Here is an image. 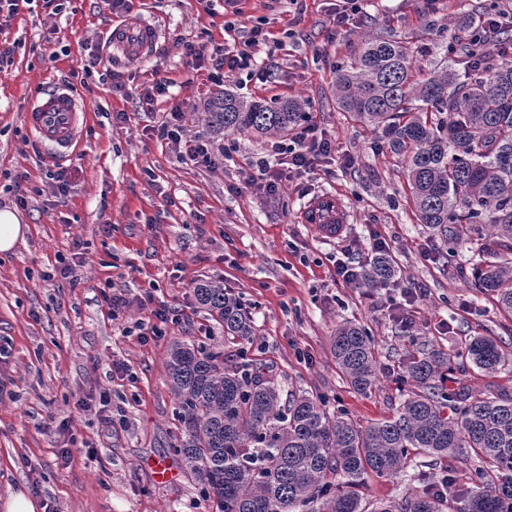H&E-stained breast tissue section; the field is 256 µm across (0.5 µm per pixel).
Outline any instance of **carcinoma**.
<instances>
[{
	"mask_svg": "<svg viewBox=\"0 0 512 512\" xmlns=\"http://www.w3.org/2000/svg\"><path fill=\"white\" fill-rule=\"evenodd\" d=\"M455 26L490 47L483 5L469 4ZM414 50L390 32L366 37L336 73V107L360 126L381 131L402 164L420 223L442 245L482 244L472 276L497 308L512 314V64L485 73L468 45L448 47V65L415 72ZM305 116L299 102L245 101L218 91L204 120L214 133L250 131L286 137ZM398 264L389 255L365 262L360 288H382ZM197 304L230 343L250 344L256 328L221 279L196 284ZM411 349L398 378L411 389L394 412L362 425L326 398L304 390L282 402L273 376L249 362L187 341L172 344L169 387L182 436L174 451L214 499L218 512H512V396L477 391L452 372L462 363L493 376L512 367V347L472 336L465 350L435 348L401 327ZM336 369L360 395L375 387L374 336L343 323L331 344ZM426 455L470 462L468 482L449 471L438 483L415 474L421 492L381 499L365 510L358 488L392 479Z\"/></svg>",
	"mask_w": 512,
	"mask_h": 512,
	"instance_id": "1",
	"label": "carcinoma"
}]
</instances>
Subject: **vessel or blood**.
Instances as JSON below:
<instances>
[{"label": "vessel or blood", "mask_w": 512, "mask_h": 512, "mask_svg": "<svg viewBox=\"0 0 512 512\" xmlns=\"http://www.w3.org/2000/svg\"><path fill=\"white\" fill-rule=\"evenodd\" d=\"M158 27L146 21H124L113 25L110 39L117 49L131 59L141 58L158 40ZM85 112L74 93L56 86L33 98L27 106L25 121L30 133L49 145L53 155H67L80 139ZM300 218L319 238L332 241L348 226V212L343 201L329 192L312 197Z\"/></svg>", "instance_id": "b4317fda"}]
</instances>
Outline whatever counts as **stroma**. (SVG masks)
<instances>
[{"label":"stroma","mask_w":512,"mask_h":512,"mask_svg":"<svg viewBox=\"0 0 512 512\" xmlns=\"http://www.w3.org/2000/svg\"><path fill=\"white\" fill-rule=\"evenodd\" d=\"M336 0H240L244 17L263 18L273 33L296 38L274 53L275 82L229 79L227 89L248 99L305 103L312 121L335 138L352 167L327 160L302 184L268 196L246 187L248 163L265 145L249 133L217 137L230 150L215 167L181 161L174 145L154 130L169 105L137 108V95L153 71L170 78L187 102L190 133L207 128L198 118L212 91L188 66L180 40L211 35L223 42L224 4L203 10L198 0H132L129 19H147L161 30L151 54L127 59L107 45L112 15L92 0H73L54 16L21 12L7 38L14 65L0 73V208H16L24 227L14 248L0 252V499L15 489L35 498L41 512H215L198 478L173 447L180 437L175 401L167 385L174 340L239 347L207 320L194 299L196 283L220 278L250 308L257 338L253 358L269 366L282 391L304 389L326 396L331 408L367 422L389 416L403 394L392 371L404 347L399 313H408L434 345L458 350L481 334L512 341V319L499 315L471 277L469 246L445 263L424 260L433 245L410 198L404 167L377 135L339 112L332 92L335 66L352 57L367 33L390 30L416 50V68L429 70L443 55H425L447 44V21L467 0H364L348 33L332 36L329 13ZM102 45L121 76L113 90L99 71L83 69L89 45ZM57 53L43 60L45 48ZM57 85L76 89L87 122L78 146L62 164L69 170L65 201L47 175L50 152L28 132L23 114L31 98ZM127 120H120V113ZM28 205L17 208L19 192ZM340 197L350 226L333 242L319 240L300 221L317 193ZM386 240L402 278L368 291L336 276L343 247L368 253ZM68 278L55 276L57 268ZM425 286L422 301L406 304L408 283ZM127 300L110 319L102 293ZM152 293L153 304L143 301ZM175 307L181 322L167 336L141 342L136 323L152 321L154 305ZM353 322L375 340L379 380L371 394L354 393L337 372L331 340L337 325ZM107 405H100V395ZM91 400L87 411L78 400ZM167 461L174 477L157 482L154 465Z\"/></svg>","instance_id":"1"}]
</instances>
